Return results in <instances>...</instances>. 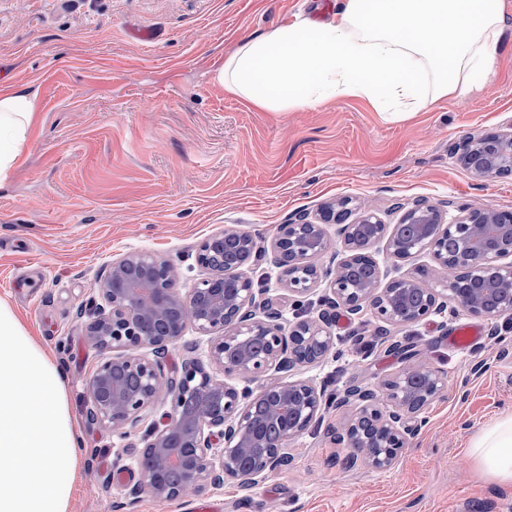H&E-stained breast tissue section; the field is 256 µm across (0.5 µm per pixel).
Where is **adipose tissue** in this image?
<instances>
[{"instance_id": "obj_1", "label": "adipose tissue", "mask_w": 512, "mask_h": 512, "mask_svg": "<svg viewBox=\"0 0 512 512\" xmlns=\"http://www.w3.org/2000/svg\"><path fill=\"white\" fill-rule=\"evenodd\" d=\"M508 24L501 0H343L329 22L239 45L214 79L266 111L356 98L398 121L479 91L472 75L492 72ZM36 110V91L0 88V180L21 161ZM81 442L62 370L0 299V512H69ZM468 456L512 483V413L482 428Z\"/></svg>"}]
</instances>
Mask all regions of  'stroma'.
<instances>
[{"mask_svg":"<svg viewBox=\"0 0 512 512\" xmlns=\"http://www.w3.org/2000/svg\"><path fill=\"white\" fill-rule=\"evenodd\" d=\"M338 0H0V86L37 91L23 161L0 182V299L7 300L66 375L84 435L71 512H182L184 500L131 502L141 435L127 438L85 415L101 360L89 343L96 278L131 251L169 259L179 289L203 272L199 244L227 228L259 245L247 265L278 291L265 255L279 225L341 198L389 225L418 199L446 217L464 208L512 211V176L481 180L450 147L512 129V30L491 76L465 100L446 99L399 122L364 100L267 112L213 79L243 41L293 22L329 21ZM445 316L379 337L371 316L338 315L334 351L306 374L327 396L395 374L391 350L411 344L448 376L445 398L395 470L347 468L331 427L348 409L292 442L288 467L248 490L228 482L201 497L224 512H512V485L476 476L466 451L477 431L512 411V318L484 323L458 351Z\"/></svg>","mask_w":512,"mask_h":512,"instance_id":"1","label":"stroma"}]
</instances>
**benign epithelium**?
Segmentation results:
<instances>
[{"label": "benign epithelium", "mask_w": 512, "mask_h": 512, "mask_svg": "<svg viewBox=\"0 0 512 512\" xmlns=\"http://www.w3.org/2000/svg\"><path fill=\"white\" fill-rule=\"evenodd\" d=\"M451 155L482 178L509 176L512 129L469 137ZM349 216L348 201L340 200L325 208L319 224L302 217L279 225L268 253L283 284L275 297L255 287L243 266L224 269L226 229L199 245L196 263L206 276L185 293L175 286L172 263L148 252L126 254L100 277L87 336L104 358L88 382L86 416L122 436L144 429L130 496L175 501L229 480L246 489L288 466L289 442L331 404L313 379L278 377L323 362L334 345V317H304L307 297L327 277L336 306L355 318L371 311L382 330L419 324L444 313L450 301L489 320L512 316V211L466 209L447 221L439 207L418 200L392 227L370 211L350 223ZM325 223L338 226L345 252L327 270ZM234 234L237 249L251 257L257 239ZM377 243L396 261L429 256L442 280L399 276L380 289L351 281L349 267L374 261L370 248ZM285 302L296 312L290 325L283 322ZM189 326L208 338L213 365L227 376L264 379L260 390L239 389L197 362L164 376L169 346ZM393 349L404 360L395 377L352 385L339 400L354 410L334 440L348 449L349 461L375 470L395 467L423 425L421 411L448 388L447 374L415 361L410 347L397 342ZM161 395L169 410L161 422L145 423Z\"/></svg>", "instance_id": "7a95c632"}]
</instances>
